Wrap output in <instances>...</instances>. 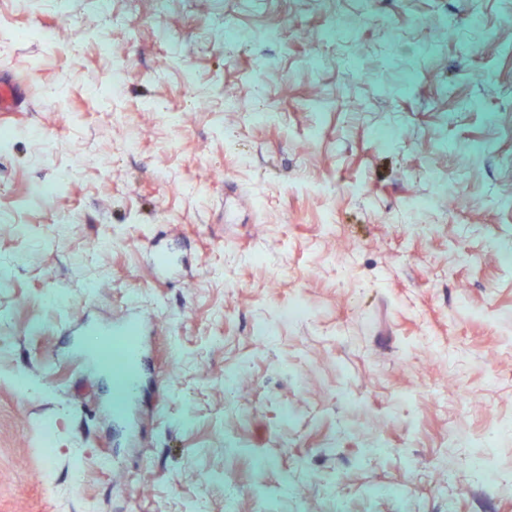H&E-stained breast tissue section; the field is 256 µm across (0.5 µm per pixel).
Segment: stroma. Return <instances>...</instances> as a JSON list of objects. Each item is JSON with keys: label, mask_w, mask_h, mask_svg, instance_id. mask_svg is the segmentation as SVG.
I'll return each instance as SVG.
<instances>
[{"label": "stroma", "mask_w": 512, "mask_h": 512, "mask_svg": "<svg viewBox=\"0 0 512 512\" xmlns=\"http://www.w3.org/2000/svg\"><path fill=\"white\" fill-rule=\"evenodd\" d=\"M354 12L351 67L292 32ZM112 13L0 0L27 92L0 112V512H512L474 473L512 471L485 438L512 423V0ZM156 243L182 265L157 285ZM133 302L137 439L64 336Z\"/></svg>", "instance_id": "35a3bbf8"}]
</instances>
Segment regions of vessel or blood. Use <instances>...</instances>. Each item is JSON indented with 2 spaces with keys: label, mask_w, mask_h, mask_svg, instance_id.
Masks as SVG:
<instances>
[{
  "label": "vessel or blood",
  "mask_w": 512,
  "mask_h": 512,
  "mask_svg": "<svg viewBox=\"0 0 512 512\" xmlns=\"http://www.w3.org/2000/svg\"><path fill=\"white\" fill-rule=\"evenodd\" d=\"M24 101L21 84L9 76L0 77V112L19 111ZM146 319L130 309L112 320L100 322L95 334L99 351L92 359L97 366L111 364L114 399L108 411L114 422L123 424L131 434L144 427L142 406L143 370L150 360L144 338Z\"/></svg>",
  "instance_id": "obj_1"
}]
</instances>
